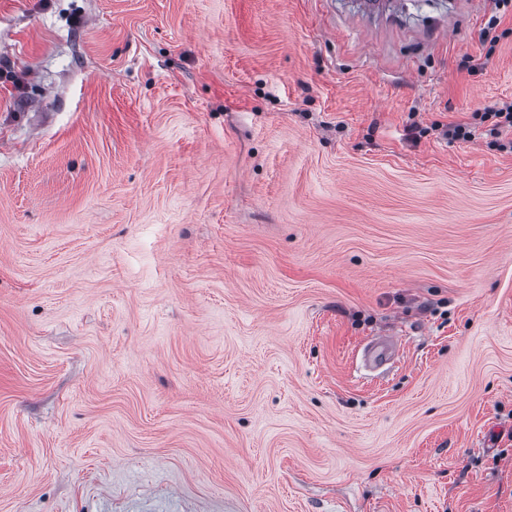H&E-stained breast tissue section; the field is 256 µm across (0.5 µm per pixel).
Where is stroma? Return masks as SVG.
I'll return each instance as SVG.
<instances>
[{"label": "stroma", "instance_id": "35a3bbf8", "mask_svg": "<svg viewBox=\"0 0 512 512\" xmlns=\"http://www.w3.org/2000/svg\"><path fill=\"white\" fill-rule=\"evenodd\" d=\"M510 100L512 0H0V512H512ZM472 119L479 120V124L493 120L488 131L490 135L497 138L504 129H510L512 132V101L489 107L485 112H473Z\"/></svg>", "mask_w": 512, "mask_h": 512}]
</instances>
